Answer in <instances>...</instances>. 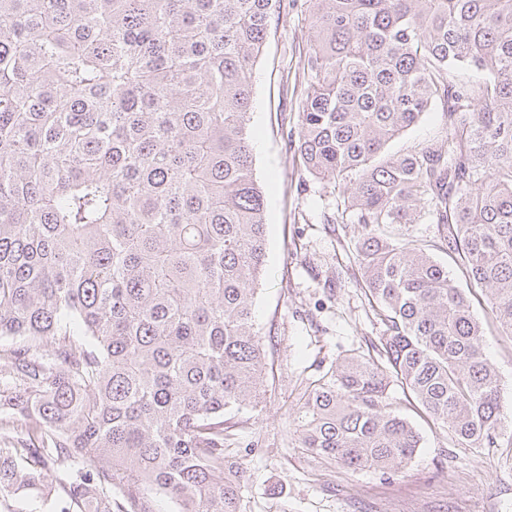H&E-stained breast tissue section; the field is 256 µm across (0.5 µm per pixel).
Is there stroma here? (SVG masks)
Returning a JSON list of instances; mask_svg holds the SVG:
<instances>
[{
  "instance_id": "35a3bbf8",
  "label": "stroma",
  "mask_w": 512,
  "mask_h": 512,
  "mask_svg": "<svg viewBox=\"0 0 512 512\" xmlns=\"http://www.w3.org/2000/svg\"><path fill=\"white\" fill-rule=\"evenodd\" d=\"M308 37L300 10L281 12L254 73L250 136L254 174L266 195L267 238L255 323L272 371L256 407L224 413V454L245 472L240 512H512V447L457 445L446 428L416 417L396 387L394 408L423 437L401 470L352 471L301 446L304 391L383 333L359 284L358 229L337 214L338 185L301 167L283 139L298 127ZM446 134L436 108L385 152L435 146ZM473 311L486 322L485 351L501 380L504 411L512 414V336L487 323L484 303Z\"/></svg>"
}]
</instances>
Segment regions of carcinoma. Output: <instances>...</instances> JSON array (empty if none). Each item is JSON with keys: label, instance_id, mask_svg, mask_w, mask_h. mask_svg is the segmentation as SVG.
Returning <instances> with one entry per match:
<instances>
[{"label": "carcinoma", "instance_id": "1", "mask_svg": "<svg viewBox=\"0 0 512 512\" xmlns=\"http://www.w3.org/2000/svg\"><path fill=\"white\" fill-rule=\"evenodd\" d=\"M299 3L307 89L289 148L343 179L384 325L303 393L301 445L402 469L421 437L389 402L397 385L457 444L512 446L472 305L485 292L512 335V0H0V338L27 340L0 347L19 416L0 420L1 498L53 481L56 456L71 462L61 512H154L157 493L240 512L224 411L258 404L268 374L253 74ZM436 103L444 143L385 155ZM423 216L428 247L390 231ZM34 431L41 447L21 452Z\"/></svg>", "mask_w": 512, "mask_h": 512}]
</instances>
